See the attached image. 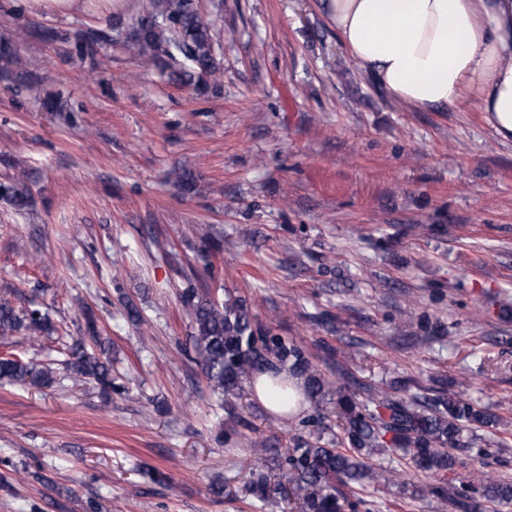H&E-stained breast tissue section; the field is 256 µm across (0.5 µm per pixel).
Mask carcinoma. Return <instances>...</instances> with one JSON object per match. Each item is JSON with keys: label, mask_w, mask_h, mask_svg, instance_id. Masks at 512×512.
<instances>
[{"label": "carcinoma", "mask_w": 512, "mask_h": 512, "mask_svg": "<svg viewBox=\"0 0 512 512\" xmlns=\"http://www.w3.org/2000/svg\"><path fill=\"white\" fill-rule=\"evenodd\" d=\"M135 24L126 29L121 22L105 29L88 28L65 38L66 57L95 69L94 55L103 45L124 39L135 45L142 64L156 66L169 81L194 86L203 94L218 87L223 71L216 56L221 39L231 40L234 32H221L196 0H146ZM30 35L16 33L12 43L0 47V56L20 60L18 47ZM12 86L40 92V81L25 69L4 71ZM183 301L193 314V348L209 386L224 394L226 404L252 388L259 375L268 376L276 409L273 419L291 422L297 434L292 447L275 454L271 474L257 470L245 492L265 506L277 508L293 500L296 512H345L353 508L348 492L364 488L375 479L369 456L402 452L421 469L449 471L456 464L453 451L468 445L464 432L472 426H489L495 417L443 388L432 395L397 398L388 393H372L359 400L345 393L332 374L313 362L298 342L275 333L252 312L246 300L224 291L219 300L209 293L189 288ZM55 327L39 310H18L0 299V337L16 336L31 346L49 337ZM91 343L79 339L68 350L66 367L78 380H92L105 398L116 389L112 361L95 327H89ZM52 371L16 358H0V382L47 387ZM336 397L340 406L338 431L333 439H323L333 427L324 423L318 411L297 415L292 408L305 402L318 404ZM432 496L438 508L453 506L458 512H474L477 498L502 505L512 504V483L495 481L484 472L472 475L468 489L448 492L445 485L434 486Z\"/></svg>", "instance_id": "carcinoma-1"}]
</instances>
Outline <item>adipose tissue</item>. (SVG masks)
Listing matches in <instances>:
<instances>
[{"instance_id":"adipose-tissue-1","label":"adipose tissue","mask_w":512,"mask_h":512,"mask_svg":"<svg viewBox=\"0 0 512 512\" xmlns=\"http://www.w3.org/2000/svg\"><path fill=\"white\" fill-rule=\"evenodd\" d=\"M351 62L414 109L474 104L512 141V0H318Z\"/></svg>"}]
</instances>
